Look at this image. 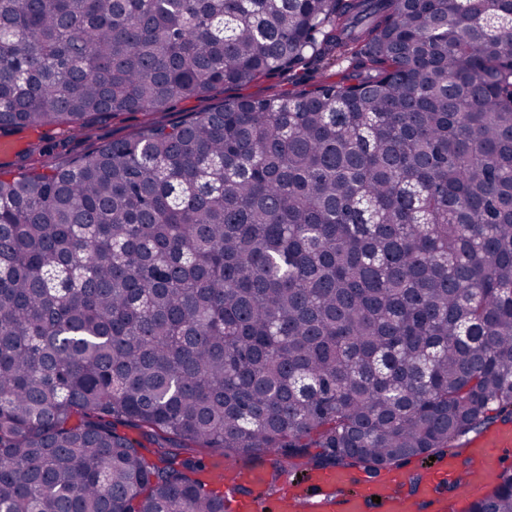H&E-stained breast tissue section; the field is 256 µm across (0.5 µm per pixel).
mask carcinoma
Segmentation results:
<instances>
[{
    "label": "carcinoma",
    "instance_id": "carcinoma-1",
    "mask_svg": "<svg viewBox=\"0 0 512 512\" xmlns=\"http://www.w3.org/2000/svg\"><path fill=\"white\" fill-rule=\"evenodd\" d=\"M330 59L0 177V512H225L198 448L274 493L512 418V0H0V128Z\"/></svg>",
    "mask_w": 512,
    "mask_h": 512
}]
</instances>
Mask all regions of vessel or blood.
Listing matches in <instances>:
<instances>
[{"label":"vessel or blood","mask_w":512,"mask_h":512,"mask_svg":"<svg viewBox=\"0 0 512 512\" xmlns=\"http://www.w3.org/2000/svg\"><path fill=\"white\" fill-rule=\"evenodd\" d=\"M467 453L483 472L501 469L512 456V431L494 430L489 440L468 444ZM457 459L440 458L430 466L416 496L402 493V473H386L380 480L356 477L344 471L308 474L305 487L293 494L268 495L264 471L228 470L231 484L246 486L248 495L227 493L228 512H447L448 502L438 496L441 484L454 481Z\"/></svg>","instance_id":"vessel-or-blood-1"}]
</instances>
